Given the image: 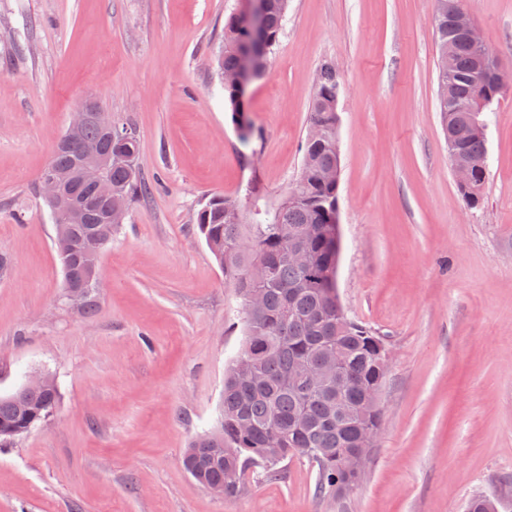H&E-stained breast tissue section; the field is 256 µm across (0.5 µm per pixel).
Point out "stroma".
I'll return each instance as SVG.
<instances>
[{"label": "stroma", "instance_id": "1", "mask_svg": "<svg viewBox=\"0 0 512 512\" xmlns=\"http://www.w3.org/2000/svg\"><path fill=\"white\" fill-rule=\"evenodd\" d=\"M240 0H0V395L58 381L51 420L0 447V512H512V89L488 113L465 207L437 109L432 0H290L242 142L216 54ZM512 72V0H469ZM339 70L337 285L389 352L362 482L318 497L296 455L219 498L183 469L241 349L242 300L198 234L212 196L276 206L302 164L313 78ZM133 125L150 187L100 257L97 312L65 299L36 192L88 99Z\"/></svg>", "mask_w": 512, "mask_h": 512}]
</instances>
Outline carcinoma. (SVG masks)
<instances>
[{"label": "carcinoma", "instance_id": "1", "mask_svg": "<svg viewBox=\"0 0 512 512\" xmlns=\"http://www.w3.org/2000/svg\"><path fill=\"white\" fill-rule=\"evenodd\" d=\"M265 37L269 46L279 41L289 0H268ZM432 19L437 48L448 42V12L444 3ZM247 35L243 14L229 16L224 24V45L217 58L219 75L236 71L238 47ZM455 81L448 87L454 106L465 105L481 95L491 105L500 92L482 82L471 52L458 43L454 58ZM339 74L332 61H324L310 97V126L318 127L316 141L304 139L303 163L294 182L277 206L252 224L244 223L240 205L223 196L209 199L196 214L197 228L211 254L224 270V278L237 288L242 299L245 336L238 355L224 371L222 413L216 427L194 438L184 450L182 466L202 487L224 486V496L236 497L245 489V472L256 466L271 468L293 455L307 457L317 467V495L345 499L360 483L368 461L361 450L366 431L381 427L380 393L387 367L382 360L384 342L366 327L347 318L340 304L336 277L341 252L337 231L339 184L321 178V172L338 166L336 152V90ZM241 92L224 87V103L237 123L240 138L247 142L253 125L241 111ZM443 126L451 131L461 156L481 167L474 172L471 188L460 193L466 205L480 204L487 174L485 133L471 125L469 113L448 111L438 100ZM106 145L104 131L95 123L82 128L70 142L59 141L48 167L67 176V191L79 204L80 222L66 225L56 236L55 248L65 287L89 291L82 311H97L99 284L89 281L91 268H99L98 254L84 252V242L100 236L112 239L119 221H106L107 202L94 194L89 182L77 176L83 166L81 146ZM138 143L112 142V190L128 202L144 198L149 187L137 167L125 155L135 153ZM303 240L308 257L298 263L288 257V241ZM258 288L262 304L249 307L247 294ZM336 350L342 358L344 386L325 380L308 381L307 371ZM60 398L57 383L35 389L21 387L0 397V440L26 434L55 410ZM349 405L354 415L343 416Z\"/></svg>", "mask_w": 512, "mask_h": 512}]
</instances>
